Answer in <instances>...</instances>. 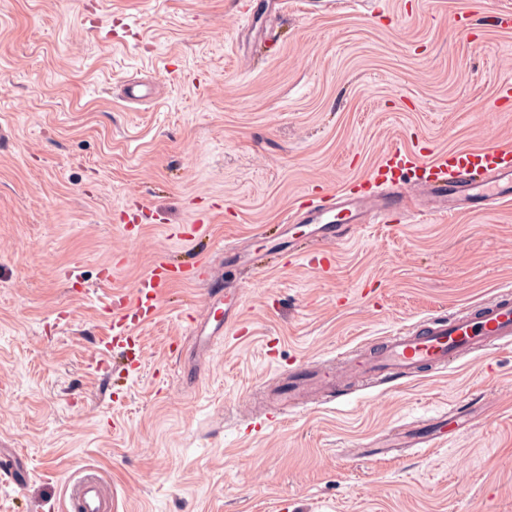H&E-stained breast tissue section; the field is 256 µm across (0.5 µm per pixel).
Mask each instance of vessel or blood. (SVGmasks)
<instances>
[{"label": "vessel or blood", "mask_w": 512, "mask_h": 512, "mask_svg": "<svg viewBox=\"0 0 512 512\" xmlns=\"http://www.w3.org/2000/svg\"><path fill=\"white\" fill-rule=\"evenodd\" d=\"M411 159L401 150L391 151L375 172V188L357 191L341 201L327 199L310 204L306 212L290 210L288 222L320 221L319 239L339 241L351 224H383L390 212L405 207L409 195L396 169L409 166ZM419 183L443 214L487 210L512 204V152L475 149L449 155L442 163L420 167ZM183 271L155 265L143 277L133 299L123 305L124 324L112 338L120 344L131 327L148 320L154 302L168 283L183 278ZM512 348V292L504 291L477 308L465 307L452 317L434 316L422 324L398 329L385 336L378 355L365 358L352 354L349 372L362 381L396 382L417 377L423 371H442L462 355L486 356ZM66 512H111L112 504L102 481L85 476L66 486Z\"/></svg>", "instance_id": "vessel-or-blood-1"}]
</instances>
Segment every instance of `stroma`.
I'll return each instance as SVG.
<instances>
[{
  "instance_id": "stroma-1",
  "label": "stroma",
  "mask_w": 512,
  "mask_h": 512,
  "mask_svg": "<svg viewBox=\"0 0 512 512\" xmlns=\"http://www.w3.org/2000/svg\"><path fill=\"white\" fill-rule=\"evenodd\" d=\"M512 0H0V512H512V349L308 409L294 370L512 290V206L354 224L328 270L291 207L512 148ZM148 82L151 100L123 85ZM241 298L212 347L173 281L124 347L117 304L161 259ZM281 411L256 432L259 412ZM420 419L437 447L378 453ZM68 512H110L112 503L105 494L102 481L96 476H85L66 486Z\"/></svg>"
}]
</instances>
